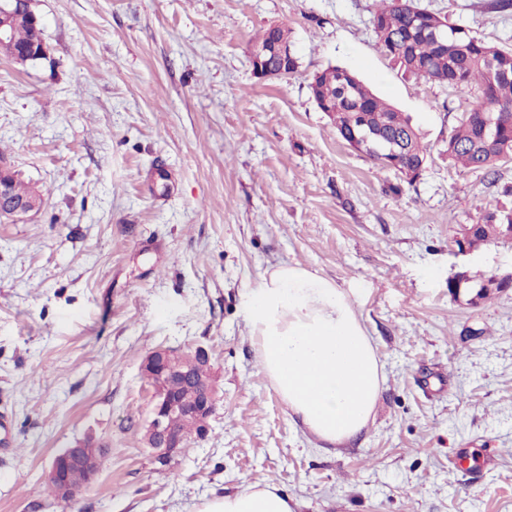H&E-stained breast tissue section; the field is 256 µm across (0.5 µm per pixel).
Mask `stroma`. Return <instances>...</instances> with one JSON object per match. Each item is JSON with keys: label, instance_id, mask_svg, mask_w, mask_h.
I'll return each instance as SVG.
<instances>
[{"label": "stroma", "instance_id": "stroma-1", "mask_svg": "<svg viewBox=\"0 0 512 512\" xmlns=\"http://www.w3.org/2000/svg\"><path fill=\"white\" fill-rule=\"evenodd\" d=\"M512 47L492 0H416ZM379 0H34L49 47L0 55V153L44 194L0 223V512H196L260 482L299 512H512V290L474 306L448 282L512 271V242L458 253L452 230L512 205L453 165L476 96L404 75L377 49ZM289 31L296 74L249 52ZM355 72L409 115L427 165L401 184L337 133L312 76ZM400 192H393V185ZM286 262L357 295L382 366L363 431L325 450L258 362L245 301ZM208 349L220 400L205 440L162 468L143 441L156 347ZM91 437L97 481L49 497L58 451ZM497 457L483 465L486 454Z\"/></svg>", "mask_w": 512, "mask_h": 512}]
</instances>
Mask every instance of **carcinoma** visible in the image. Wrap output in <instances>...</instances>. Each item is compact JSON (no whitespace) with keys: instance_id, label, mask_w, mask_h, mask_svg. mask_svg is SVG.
I'll return each instance as SVG.
<instances>
[{"instance_id":"1","label":"carcinoma","mask_w":512,"mask_h":512,"mask_svg":"<svg viewBox=\"0 0 512 512\" xmlns=\"http://www.w3.org/2000/svg\"><path fill=\"white\" fill-rule=\"evenodd\" d=\"M436 21V14L417 6L415 0H381L373 16L377 47L405 74L453 89L477 90L474 107L460 118L448 138V160L493 177L503 150L485 145L480 115L499 118L505 151L512 153V48L491 44L451 22L439 29ZM31 38L28 23L17 24L10 43L0 44V54L15 58ZM310 89L320 111L336 113V132L343 140L354 132L370 134L358 151L370 156L378 141L403 142L406 153L399 156V164L381 169L401 176L403 167L427 163L423 136L410 117L375 95L354 73L329 66L314 75ZM508 224L512 225V210L495 209L482 223L466 225L456 244L473 250L504 240Z\"/></svg>"}]
</instances>
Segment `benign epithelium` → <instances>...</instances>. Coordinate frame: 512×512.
<instances>
[{
    "instance_id": "obj_1",
    "label": "benign epithelium",
    "mask_w": 512,
    "mask_h": 512,
    "mask_svg": "<svg viewBox=\"0 0 512 512\" xmlns=\"http://www.w3.org/2000/svg\"><path fill=\"white\" fill-rule=\"evenodd\" d=\"M31 0H6L0 5V41H5L13 24L22 17L25 5ZM33 39L28 54L44 59L48 47L43 37L40 18L27 15ZM288 60V47L271 43H256L250 53L254 72L261 78L282 77L286 70H276L268 64L270 57ZM14 172L0 160V221L18 222L38 212L43 200L37 196L19 198L12 192L11 184ZM178 352L169 348H157L150 351L142 365L151 368L157 375L161 388L152 393L148 427L145 432L146 445L153 450L154 462L162 467L171 464L184 448V436L176 429L171 418L178 416L191 420L199 430L197 438H204L209 429V419L216 409V383L199 378L196 380L195 393L191 397L177 394V390L186 386L188 373L177 363ZM102 459H90L83 454L82 445L76 444L55 455L47 471V477L57 485V498L69 500L84 486L92 483L101 471Z\"/></svg>"
}]
</instances>
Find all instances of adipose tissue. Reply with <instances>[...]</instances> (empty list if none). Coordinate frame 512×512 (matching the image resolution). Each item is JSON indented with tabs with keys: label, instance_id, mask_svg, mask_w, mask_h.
I'll use <instances>...</instances> for the list:
<instances>
[{
	"label": "adipose tissue",
	"instance_id": "obj_1",
	"mask_svg": "<svg viewBox=\"0 0 512 512\" xmlns=\"http://www.w3.org/2000/svg\"><path fill=\"white\" fill-rule=\"evenodd\" d=\"M247 324L261 369L316 439L340 444L366 426L382 367L355 300L328 279L279 263L247 302ZM277 487L253 483L206 500L197 512H296Z\"/></svg>",
	"mask_w": 512,
	"mask_h": 512
}]
</instances>
